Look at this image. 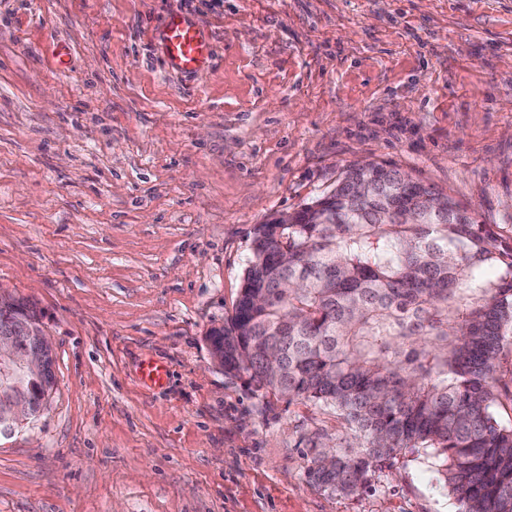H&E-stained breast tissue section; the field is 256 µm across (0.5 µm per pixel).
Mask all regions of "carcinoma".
<instances>
[{"mask_svg":"<svg viewBox=\"0 0 512 512\" xmlns=\"http://www.w3.org/2000/svg\"><path fill=\"white\" fill-rule=\"evenodd\" d=\"M375 181V195L350 183ZM393 165L347 168L290 224L255 228L230 322L207 340L224 372L255 392L330 407L354 440L311 458L313 486L355 495L406 454L432 460L455 512H512V420L496 368L512 335V238L480 224ZM324 205L329 223L310 214ZM41 310L0 295V332L35 348ZM43 374L0 372V429L12 406L34 415L55 385Z\"/></svg>","mask_w":512,"mask_h":512,"instance_id":"carcinoma-1","label":"carcinoma"}]
</instances>
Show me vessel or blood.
Listing matches in <instances>:
<instances>
[{
    "instance_id": "1",
    "label": "vessel or blood",
    "mask_w": 512,
    "mask_h": 512,
    "mask_svg": "<svg viewBox=\"0 0 512 512\" xmlns=\"http://www.w3.org/2000/svg\"><path fill=\"white\" fill-rule=\"evenodd\" d=\"M161 61L168 70L192 76L209 71L213 51L208 32L181 14H167L158 29Z\"/></svg>"
}]
</instances>
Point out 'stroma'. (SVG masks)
I'll return each mask as SVG.
<instances>
[{"label": "stroma", "mask_w": 512, "mask_h": 512, "mask_svg": "<svg viewBox=\"0 0 512 512\" xmlns=\"http://www.w3.org/2000/svg\"><path fill=\"white\" fill-rule=\"evenodd\" d=\"M171 12L211 33L208 74L161 65ZM360 160L512 237V0H0V292L42 311L56 376L0 436V512H453L410 455L312 486L344 423L205 340L255 228Z\"/></svg>", "instance_id": "obj_1"}]
</instances>
